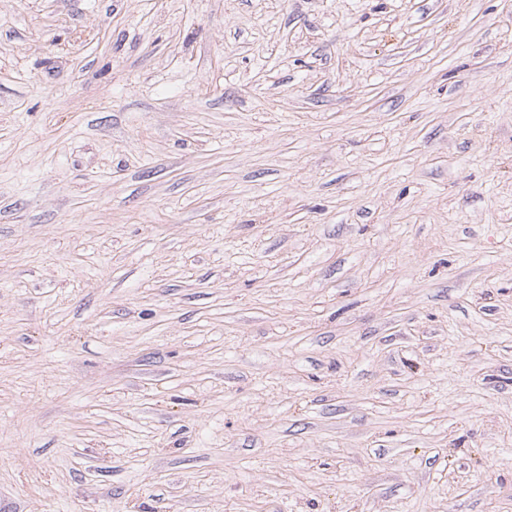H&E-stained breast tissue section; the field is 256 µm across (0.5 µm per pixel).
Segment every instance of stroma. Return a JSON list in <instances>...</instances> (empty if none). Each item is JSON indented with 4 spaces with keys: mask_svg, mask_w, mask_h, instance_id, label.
I'll list each match as a JSON object with an SVG mask.
<instances>
[{
    "mask_svg": "<svg viewBox=\"0 0 512 512\" xmlns=\"http://www.w3.org/2000/svg\"><path fill=\"white\" fill-rule=\"evenodd\" d=\"M0 512H512V0H0Z\"/></svg>",
    "mask_w": 512,
    "mask_h": 512,
    "instance_id": "stroma-1",
    "label": "stroma"
}]
</instances>
